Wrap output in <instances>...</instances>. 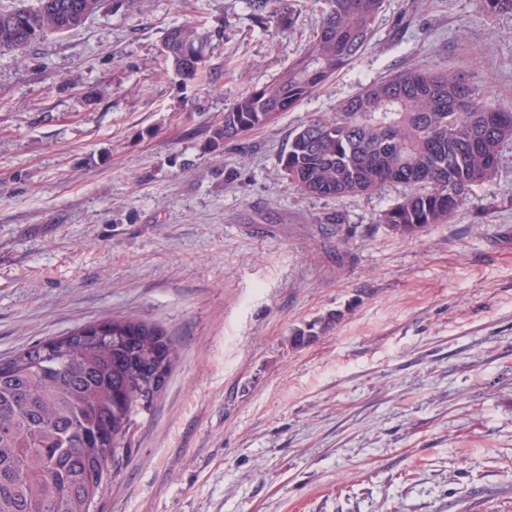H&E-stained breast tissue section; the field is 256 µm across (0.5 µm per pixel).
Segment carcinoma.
<instances>
[{
  "label": "carcinoma",
  "instance_id": "1",
  "mask_svg": "<svg viewBox=\"0 0 512 512\" xmlns=\"http://www.w3.org/2000/svg\"><path fill=\"white\" fill-rule=\"evenodd\" d=\"M320 25L302 52L267 83L224 107L210 128L220 145L263 128L309 98L369 45L385 0H323ZM487 14L512 0H479ZM282 31L292 9L263 15ZM101 0H35L0 12V50H20L81 26ZM208 35L169 28L161 51L184 80L206 67ZM512 142V110L483 97L474 77L412 68L365 84L336 115L300 128L281 157L300 191L343 198L388 184L403 194L378 218L400 237L446 224L473 187L490 180ZM178 352L156 323L134 317L93 321L0 360V512H97L112 471L130 459L137 418L151 411Z\"/></svg>",
  "mask_w": 512,
  "mask_h": 512
}]
</instances>
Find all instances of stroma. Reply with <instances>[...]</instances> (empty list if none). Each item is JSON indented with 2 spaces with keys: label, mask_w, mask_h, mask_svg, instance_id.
Returning <instances> with one entry per match:
<instances>
[{
  "label": "stroma",
  "mask_w": 512,
  "mask_h": 512,
  "mask_svg": "<svg viewBox=\"0 0 512 512\" xmlns=\"http://www.w3.org/2000/svg\"><path fill=\"white\" fill-rule=\"evenodd\" d=\"M323 7L294 0L281 32L244 0H104L0 51V358L113 316L178 349L98 512H512V147L413 238L377 221L403 186L318 197L280 164L298 128L414 65L512 109V14L387 0L348 68L213 146ZM183 23L212 34L199 81L160 54Z\"/></svg>",
  "instance_id": "obj_1"
}]
</instances>
